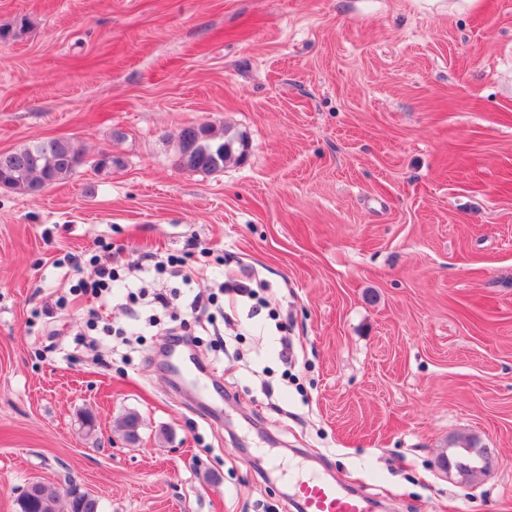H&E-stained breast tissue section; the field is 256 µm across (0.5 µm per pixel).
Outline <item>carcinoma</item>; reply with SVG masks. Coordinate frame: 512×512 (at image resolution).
Segmentation results:
<instances>
[{
  "label": "carcinoma",
  "instance_id": "cac0c4a2",
  "mask_svg": "<svg viewBox=\"0 0 512 512\" xmlns=\"http://www.w3.org/2000/svg\"><path fill=\"white\" fill-rule=\"evenodd\" d=\"M244 139L210 124L189 125L179 136L176 163L186 169L212 173L224 169L234 145ZM82 150L65 138H52L0 153V187L19 194L35 195L67 180L83 163ZM139 417L128 413L119 421L126 440H139ZM60 494L41 481L29 484L18 502L19 512H59Z\"/></svg>",
  "mask_w": 512,
  "mask_h": 512
}]
</instances>
